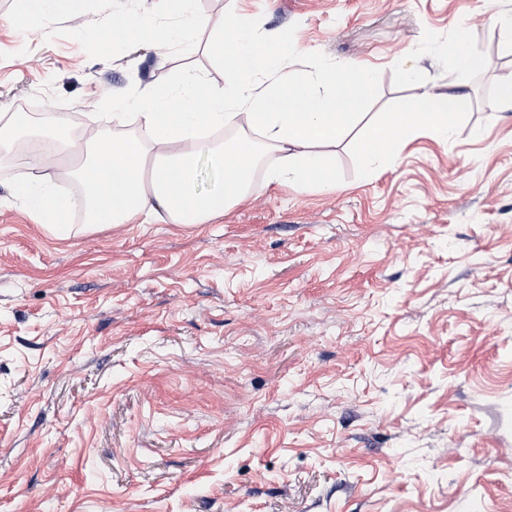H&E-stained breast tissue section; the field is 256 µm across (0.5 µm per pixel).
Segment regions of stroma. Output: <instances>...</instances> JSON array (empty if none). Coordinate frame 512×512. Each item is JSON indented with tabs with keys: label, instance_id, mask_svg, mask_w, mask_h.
I'll use <instances>...</instances> for the list:
<instances>
[{
	"label": "stroma",
	"instance_id": "obj_1",
	"mask_svg": "<svg viewBox=\"0 0 512 512\" xmlns=\"http://www.w3.org/2000/svg\"><path fill=\"white\" fill-rule=\"evenodd\" d=\"M296 73L371 69L370 121L447 90L454 135L403 141L372 178L356 134L338 186L270 185L206 224L60 236L0 160V512H512V0H199ZM0 0V114L105 113L182 49L112 50L96 25ZM454 63V71L458 75L469 72L476 64V58L469 48L467 28H461L455 35V40L448 47Z\"/></svg>",
	"mask_w": 512,
	"mask_h": 512
}]
</instances>
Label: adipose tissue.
Wrapping results in <instances>:
<instances>
[{"label":"adipose tissue","instance_id":"adipose-tissue-1","mask_svg":"<svg viewBox=\"0 0 512 512\" xmlns=\"http://www.w3.org/2000/svg\"><path fill=\"white\" fill-rule=\"evenodd\" d=\"M198 0H151L128 10L114 8L101 28L114 46L148 43L183 46L186 55L210 56L224 83L188 64L165 85H149L133 97H113L107 121L83 141L73 135L71 113L52 114L45 131L55 150L23 140L30 125L23 112L0 114V147L21 143L29 166L60 168L76 181L86 220L127 224L164 219L170 224H204L223 216L251 192L257 168L269 182L328 190L336 168L323 147L361 128L365 177H372L400 138L427 130L445 140L455 132L461 97L420 84L384 119L364 123L377 91L370 69L353 64L299 75L280 67V51L258 44L239 19L211 23ZM235 135L220 139L224 129ZM216 174L214 185L197 186L200 161ZM11 197L40 223L71 231V203L51 180L18 178Z\"/></svg>","mask_w":512,"mask_h":512}]
</instances>
